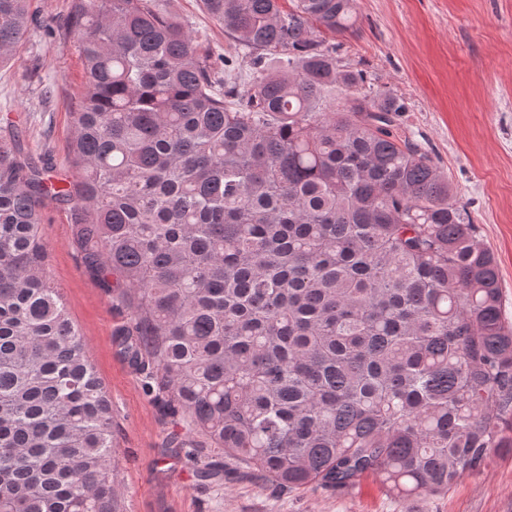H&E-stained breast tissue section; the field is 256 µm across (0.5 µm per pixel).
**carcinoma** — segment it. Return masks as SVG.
I'll return each instance as SVG.
<instances>
[{"label":"carcinoma","mask_w":512,"mask_h":512,"mask_svg":"<svg viewBox=\"0 0 512 512\" xmlns=\"http://www.w3.org/2000/svg\"><path fill=\"white\" fill-rule=\"evenodd\" d=\"M202 4L242 62L159 0H75L76 190L0 139V512H117L112 409L39 227L71 196L85 266L128 302L122 353L211 443L187 451L201 479L372 478L407 503L512 452L496 259L399 100L319 39L356 0ZM31 24L0 0V66Z\"/></svg>","instance_id":"1"}]
</instances>
